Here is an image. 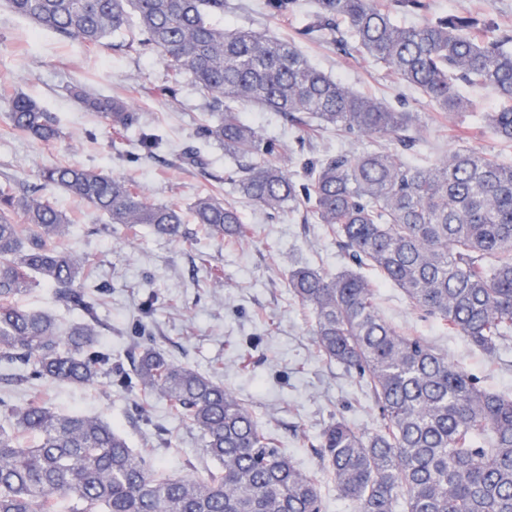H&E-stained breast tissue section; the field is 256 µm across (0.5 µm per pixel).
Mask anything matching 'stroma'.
Returning <instances> with one entry per match:
<instances>
[{
    "mask_svg": "<svg viewBox=\"0 0 512 512\" xmlns=\"http://www.w3.org/2000/svg\"><path fill=\"white\" fill-rule=\"evenodd\" d=\"M228 2L225 23L293 43L319 69L355 91L394 109L420 113V143L410 150L409 159L426 162L468 146L492 150L512 161V143L494 141L481 122V111L495 104L491 93L471 92L475 111L437 112L420 93L357 50L345 54L334 45L302 36L314 0H299L298 9L282 12L270 8L267 0ZM426 2L425 15L400 12L397 21L411 25L456 11L489 16L512 29V0ZM167 79L168 68L155 50L86 47L34 31L28 20L1 8L0 100L20 94L35 99L54 118L60 136L47 145L34 142L10 130L0 111V182L10 179L34 186L40 168L66 162L134 179L152 202L174 203L185 212L197 198L209 194L235 204L251 229L247 241L210 239L197 233L192 223L183 238L161 237L144 225L132 240L123 225L109 223L86 203L50 187L43 190L70 220V246L94 255L98 278L109 285L107 301L99 309L104 327L97 347L111 351L113 362L129 364L134 328L145 324L154 345L169 358L216 376L233 391L299 467L321 470L312 444L332 418L345 417L357 430L370 433L377 428L379 415L344 368L319 353L312 335L314 314L292 295L288 274L307 265L331 276L348 266L349 259L322 225L304 222L298 213L271 215L246 204L234 178L235 161L223 148L197 136L206 110L204 96L186 78L172 96H156L154 87ZM74 85L129 98L143 131L159 140L155 153L141 151L136 135H117L98 114L81 109L70 93ZM242 117L265 136L283 142L288 169L299 178L307 159L366 147L357 137L333 132L314 141L302 138L278 113L248 105ZM190 149L200 151L204 166L184 162L183 154ZM213 266L224 273L222 285L209 277ZM361 274L376 283L378 306L390 323L447 353L481 386L512 395V346L486 354L416 311L399 288L382 282L376 270L365 268ZM147 300L153 306L144 316L140 308ZM34 398L62 413L108 420L137 451L147 448L157 431H165L174 448L151 457L149 463L168 472L202 476L215 466L204 451L201 434L175 418L162 397L153 398L149 416L143 419L135 408L136 393L119 391L107 380L90 387L42 379L20 386L0 383V424Z\"/></svg>",
    "mask_w": 512,
    "mask_h": 512,
    "instance_id": "35a3bbf8",
    "label": "stroma"
}]
</instances>
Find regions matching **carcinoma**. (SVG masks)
Returning <instances> with one entry per match:
<instances>
[{
	"label": "carcinoma",
	"instance_id": "cac0c4a2",
	"mask_svg": "<svg viewBox=\"0 0 512 512\" xmlns=\"http://www.w3.org/2000/svg\"><path fill=\"white\" fill-rule=\"evenodd\" d=\"M317 0L302 34L355 49L385 65L438 111L459 113L467 83L489 90L499 105L484 128L512 142V31L465 12L402 26L395 11L420 13L423 0ZM39 31L92 47L112 36L129 50L149 47L170 75L153 89L167 97L184 77L206 98L199 138L237 162L248 203L267 210L305 207L325 225L357 267L371 266L404 292L412 307L448 333L493 354L512 340V163L491 150L460 148L416 165L380 144L397 136L413 149L417 115L361 95L313 67L292 43L221 26L226 0H0ZM73 94L116 133L135 131L139 113L119 96ZM251 105L277 112L311 139L323 129L372 143L304 163L307 183L278 163L280 143L239 114ZM12 129L49 144L59 129L38 102L6 103ZM319 125L309 123V117ZM55 187L125 226L134 241L149 224L159 236L181 234L174 205L155 204L134 181L69 163L39 170ZM195 223L213 238L243 241L250 228L236 206L202 197ZM62 211L37 189L0 184V362L30 368L50 382L92 386L113 373L112 386L140 392L139 415L162 396L170 412L203 435L217 468L200 478L171 475L147 463L112 424L62 415L34 401L0 426V512H322L323 478L356 512H512V397L486 389L448 356L407 336L381 314L374 287L353 270L327 276L301 266L289 274L297 301L315 315L319 352L355 378L378 410L369 434L336 417L318 439L323 473L305 471L280 448L249 409L213 377L168 359L152 344L131 353L133 370H112L96 348L97 309L106 285L97 265L69 247ZM82 317L67 328L17 304L36 283ZM94 287L96 292L86 289Z\"/></svg>",
	"mask_w": 512,
	"mask_h": 512
}]
</instances>
